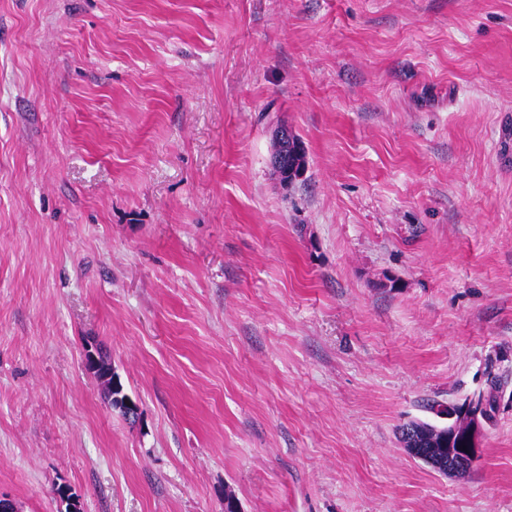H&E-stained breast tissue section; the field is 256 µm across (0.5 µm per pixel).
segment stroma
<instances>
[{"mask_svg": "<svg viewBox=\"0 0 512 512\" xmlns=\"http://www.w3.org/2000/svg\"><path fill=\"white\" fill-rule=\"evenodd\" d=\"M492 380L466 475L408 455ZM62 484L512 512V0H0V497ZM273 138L274 142L276 143L288 140L284 142L280 147V151L286 157L279 156L276 151L273 152L271 156V165L275 171H279L280 167H285L288 164L289 159L291 172H288L287 168L286 170L280 172L278 176L282 184L291 185L305 170L306 155L302 142L296 135H293L292 129L288 128L287 125L277 126L274 129ZM293 167H297L295 171L293 170ZM109 371H112L111 364L109 366ZM112 374L113 389L112 387L109 388L110 391L106 389L107 395L109 397L110 402L112 401V409L118 410L121 413V415L127 417L131 409V405L133 404L128 398V396L123 393V386L118 378V374L115 373L114 371H112ZM133 412L135 414L130 412L128 417H135V415H137L136 409H134Z\"/></svg>", "mask_w": 512, "mask_h": 512, "instance_id": "1", "label": "stroma"}]
</instances>
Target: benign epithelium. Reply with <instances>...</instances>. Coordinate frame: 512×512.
Returning <instances> with one entry per match:
<instances>
[{
  "instance_id": "benign-epithelium-1",
  "label": "benign epithelium",
  "mask_w": 512,
  "mask_h": 512,
  "mask_svg": "<svg viewBox=\"0 0 512 512\" xmlns=\"http://www.w3.org/2000/svg\"><path fill=\"white\" fill-rule=\"evenodd\" d=\"M85 366L95 375L103 372L106 359L98 349L84 351ZM490 414L489 400L485 396L471 398L459 404L457 412L448 419V441L458 440L459 448H448V474L462 475L468 467L479 461L485 448V426Z\"/></svg>"
}]
</instances>
